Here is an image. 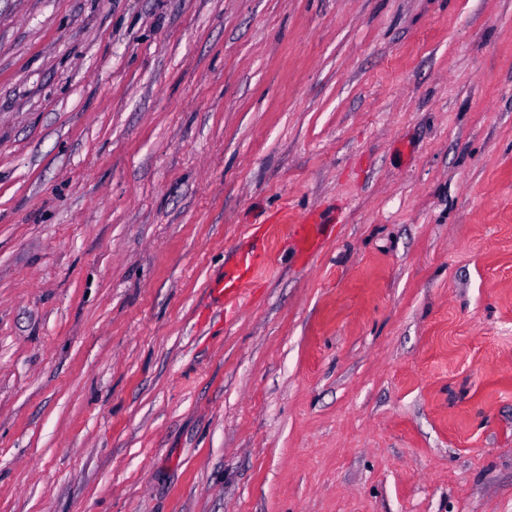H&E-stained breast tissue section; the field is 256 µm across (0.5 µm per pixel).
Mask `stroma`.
Segmentation results:
<instances>
[{
  "label": "stroma",
  "instance_id": "obj_1",
  "mask_svg": "<svg viewBox=\"0 0 512 512\" xmlns=\"http://www.w3.org/2000/svg\"><path fill=\"white\" fill-rule=\"evenodd\" d=\"M0 512H512V0H0ZM323 225L316 216L304 220L302 224H293L291 230L305 253L314 251L320 244ZM265 264L264 255L249 252L241 254L237 264L224 274V280L219 285V292L224 293V301L236 302L240 298L243 288L259 278Z\"/></svg>",
  "mask_w": 512,
  "mask_h": 512
}]
</instances>
